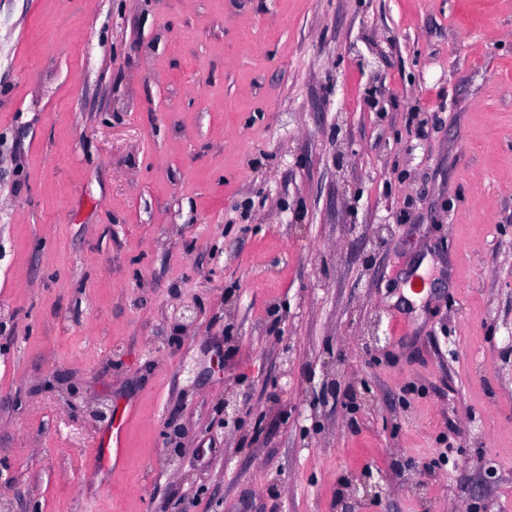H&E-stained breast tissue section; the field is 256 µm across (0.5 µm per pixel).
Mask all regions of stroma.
I'll list each match as a JSON object with an SVG mask.
<instances>
[{
  "mask_svg": "<svg viewBox=\"0 0 512 512\" xmlns=\"http://www.w3.org/2000/svg\"><path fill=\"white\" fill-rule=\"evenodd\" d=\"M0 512H512V0H0Z\"/></svg>",
  "mask_w": 512,
  "mask_h": 512,
  "instance_id": "stroma-1",
  "label": "stroma"
}]
</instances>
